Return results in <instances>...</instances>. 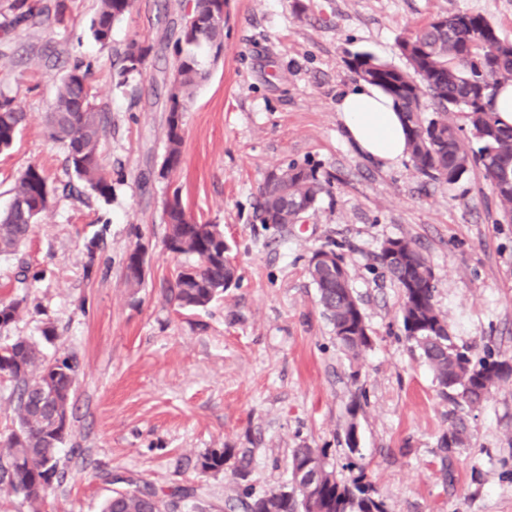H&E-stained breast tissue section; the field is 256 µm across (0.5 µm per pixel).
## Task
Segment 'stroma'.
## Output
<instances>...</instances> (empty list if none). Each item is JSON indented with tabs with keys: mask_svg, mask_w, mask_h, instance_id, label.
<instances>
[{
	"mask_svg": "<svg viewBox=\"0 0 512 512\" xmlns=\"http://www.w3.org/2000/svg\"><path fill=\"white\" fill-rule=\"evenodd\" d=\"M41 2L61 14L15 26L10 0H0V92L28 114L0 152V211L27 165L57 185L75 179L45 117L77 56L93 63L100 158L112 176L110 201L59 197L21 254L0 255V299L22 303L0 343L41 340L51 326L44 353L80 363L59 450L65 476L42 512H101L120 476L165 493L196 487L197 504L224 512L233 467L201 473L204 454L249 449L246 482L261 496L289 481L292 451L305 446L325 449L337 481L364 477L386 512H512V378L462 411L466 442L444 461L453 405L407 341L401 290L374 260L387 239H412L433 268V303L452 342L512 363V223L480 174L451 186L408 159L369 163L336 112L355 82L349 53L404 66L403 33L456 13L482 15L512 43V0H225L224 51H198L207 77L182 115V164L167 179L164 84L190 0H134L104 45L89 31L97 0ZM134 38L152 51L121 86L118 60ZM290 162L329 176L330 190L298 223H261L259 187ZM175 190L199 222L220 225L237 267L236 285L199 311L171 293L185 262L164 246V201ZM138 246L148 265L132 288L125 258ZM321 248L341 255L371 332L356 360L337 344L307 272ZM351 423L354 453L344 442Z\"/></svg>",
	"mask_w": 512,
	"mask_h": 512,
	"instance_id": "obj_1",
	"label": "stroma"
}]
</instances>
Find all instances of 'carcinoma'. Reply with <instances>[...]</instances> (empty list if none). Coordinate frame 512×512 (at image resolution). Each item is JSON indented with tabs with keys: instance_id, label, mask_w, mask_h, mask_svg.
Here are the masks:
<instances>
[{
	"instance_id": "carcinoma-1",
	"label": "carcinoma",
	"mask_w": 512,
	"mask_h": 512,
	"mask_svg": "<svg viewBox=\"0 0 512 512\" xmlns=\"http://www.w3.org/2000/svg\"><path fill=\"white\" fill-rule=\"evenodd\" d=\"M133 2L98 0L90 24L94 40L107 43L114 23L129 13ZM10 9L19 24L44 14V7L31 0H12ZM223 27L224 0H195L184 16L166 98V151L160 170L164 179L181 165L184 103L205 78L197 49L206 44L220 54ZM398 47L407 62L405 69L368 52L354 53L347 66L357 79L380 87L392 98L404 120L410 158L421 176L454 185L478 170L492 186L503 217L512 216V127L499 126L493 113L498 87L512 83V43L501 41L483 16L456 14L435 17L401 36ZM150 51V46L137 39L126 44L116 72L117 85L142 73ZM90 71L91 62L72 61L60 79L48 125L51 137L66 144L68 169L84 189L107 201L112 196V180L103 173L98 152L103 110L90 101ZM451 112L466 114L468 131L448 120ZM26 118L16 98L0 93L1 151L12 146ZM329 184L317 169L295 162L271 173L261 188L262 223H292L297 206L304 203L314 208ZM56 191L42 170L27 166L12 203L0 212V255L15 253L25 244L31 224L49 208ZM164 215L167 250L193 257L192 263L177 271L175 300L184 309H204L236 278V268L226 256L224 231L189 214L177 189L167 198ZM374 260L401 288L405 336L428 362L440 393L457 407L474 408L485 402L492 389L512 375V365L495 358L489 349L476 359L471 348L451 343L448 322L433 304L432 267L416 243L402 237L388 239ZM124 270L126 283L138 285L137 250L128 253ZM308 273L336 341L354 357L370 348L369 328L349 274L311 264ZM20 310L18 300L1 301L0 330L13 324ZM78 371L79 363L72 355L47 356L28 339L0 344V377L13 381L17 390L13 427L0 439V485L32 506L43 502L53 480L62 477L58 452L68 435V407ZM463 442V419L454 417L440 448L451 455ZM324 455L323 449H294L290 483L257 499L241 484L247 476V452L214 449L202 457L200 469L206 473L237 458L232 492L224 501L229 512H304L312 500L320 512H384V502L363 477L338 483L333 472L324 468ZM196 497L195 487L184 486L166 500L152 485L131 478L127 487L113 492L103 512H177L179 502Z\"/></svg>"
}]
</instances>
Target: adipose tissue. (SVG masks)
Instances as JSON below:
<instances>
[{
	"label": "adipose tissue",
	"mask_w": 512,
	"mask_h": 512,
	"mask_svg": "<svg viewBox=\"0 0 512 512\" xmlns=\"http://www.w3.org/2000/svg\"><path fill=\"white\" fill-rule=\"evenodd\" d=\"M345 139L368 160L388 166L408 155L404 126L391 97L366 82L347 89L337 104Z\"/></svg>",
	"instance_id": "adipose-tissue-1"
}]
</instances>
